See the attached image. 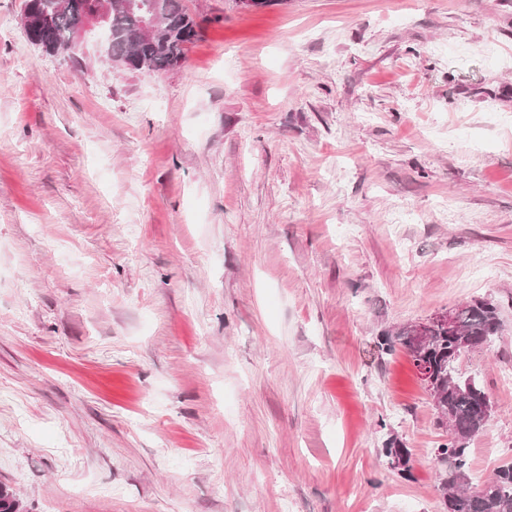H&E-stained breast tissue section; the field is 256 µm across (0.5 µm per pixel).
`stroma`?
<instances>
[{"mask_svg":"<svg viewBox=\"0 0 512 512\" xmlns=\"http://www.w3.org/2000/svg\"><path fill=\"white\" fill-rule=\"evenodd\" d=\"M0 0V483L26 512H446L382 333L476 298L512 459V0H183L166 71ZM409 448L411 479L382 454Z\"/></svg>","mask_w":512,"mask_h":512,"instance_id":"35a3bbf8","label":"stroma"}]
</instances>
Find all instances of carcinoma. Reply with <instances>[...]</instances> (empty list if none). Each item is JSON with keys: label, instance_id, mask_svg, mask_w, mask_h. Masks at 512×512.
<instances>
[{"label": "carcinoma", "instance_id": "cac0c4a2", "mask_svg": "<svg viewBox=\"0 0 512 512\" xmlns=\"http://www.w3.org/2000/svg\"><path fill=\"white\" fill-rule=\"evenodd\" d=\"M134 12L115 8L108 23L111 35V59L119 64L125 58L137 57L152 71H164L178 65L185 46L199 35L198 25L186 12L182 0H137ZM40 24L27 33L30 43L47 44L65 50L76 25L73 12L58 10V0H32ZM155 15L163 34L146 40L141 35L140 18ZM501 322L498 306L489 299H473L456 308V324L450 329L443 323H431L424 337L412 326H402L380 342L388 354L401 348L415 368L423 365L431 371L432 383L427 389L439 421L450 424L448 441L437 448V459L446 467L442 481L446 512H512V461L499 466L482 483L471 486L470 442L485 429L488 419L480 407L485 395L483 386L472 376L455 375L448 354L454 349L455 337L471 336L475 342L498 336ZM389 466L405 478L411 477L410 450L388 440L382 448ZM0 512H23V505L13 491L0 485Z\"/></svg>", "mask_w": 512, "mask_h": 512}]
</instances>
